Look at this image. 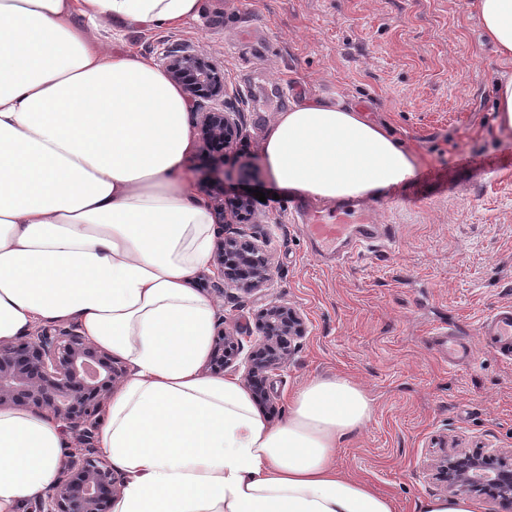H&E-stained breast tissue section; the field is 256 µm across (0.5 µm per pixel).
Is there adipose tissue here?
<instances>
[{
  "label": "adipose tissue",
  "instance_id": "adipose-tissue-1",
  "mask_svg": "<svg viewBox=\"0 0 512 512\" xmlns=\"http://www.w3.org/2000/svg\"><path fill=\"white\" fill-rule=\"evenodd\" d=\"M473 7L512 64V0ZM200 12L201 0H0V343L73 323L127 363L98 431L124 476L112 512H394L335 464L373 412L350 379H309L274 425L245 382L201 371L214 307L191 282L215 229L184 170L189 102L154 59L88 33ZM260 156L274 184L327 203L380 198L419 165L366 112L323 99L276 113ZM67 446L61 423L0 410V512L46 495Z\"/></svg>",
  "mask_w": 512,
  "mask_h": 512
}]
</instances>
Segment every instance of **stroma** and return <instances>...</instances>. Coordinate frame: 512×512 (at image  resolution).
<instances>
[{"label":"stroma","mask_w":512,"mask_h":512,"mask_svg":"<svg viewBox=\"0 0 512 512\" xmlns=\"http://www.w3.org/2000/svg\"><path fill=\"white\" fill-rule=\"evenodd\" d=\"M111 49L162 60L202 54L224 69L243 137L224 158L226 194L258 189L248 236L267 244L271 288L217 291L212 267L194 280L215 327L251 347L257 313L276 301L307 325L288 363L269 378L278 422L288 397L314 376L358 383L373 404L336 465L414 512L442 495L431 464L443 449L512 448V361L477 344L480 324L512 303V135L496 130L493 86L505 68L482 35L471 0H202L198 18L131 28ZM307 98L367 112L414 151L416 177L372 200L387 225L381 247L329 263L296 217L301 196L267 177L259 144L269 119ZM476 346L449 367L431 336Z\"/></svg>","instance_id":"1"}]
</instances>
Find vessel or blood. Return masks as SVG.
Segmentation results:
<instances>
[{"label":"vessel or blood","mask_w":512,"mask_h":512,"mask_svg":"<svg viewBox=\"0 0 512 512\" xmlns=\"http://www.w3.org/2000/svg\"><path fill=\"white\" fill-rule=\"evenodd\" d=\"M302 217L310 236L321 245L332 248L341 258L374 245L383 237L381 225L348 224L340 218L331 221L322 211L313 207L303 208ZM479 333L486 349L512 360V305H500L481 323ZM434 344L452 363L471 361L476 356L470 344L450 335L435 337Z\"/></svg>","instance_id":"obj_1"}]
</instances>
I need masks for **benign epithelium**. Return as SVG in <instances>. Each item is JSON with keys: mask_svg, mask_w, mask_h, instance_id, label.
Returning <instances> with one entry per match:
<instances>
[{"mask_svg": "<svg viewBox=\"0 0 512 512\" xmlns=\"http://www.w3.org/2000/svg\"><path fill=\"white\" fill-rule=\"evenodd\" d=\"M171 79L188 98L224 101V70L203 55L184 50L164 55ZM202 148L208 151L216 226L213 266L222 281L240 292H262L273 281L272 262L264 246L245 238L242 231H224L226 224H252L255 211L249 197L224 199V152L242 134L237 113L213 108L198 122ZM303 315L273 301L258 313L256 339L245 359L244 380L256 403L270 401L269 374L285 366L298 340L305 337ZM243 350L241 338L218 332L209 356V368L221 373ZM123 366L108 352L91 345L75 325L38 329L16 341L0 345V409L23 406L46 415L76 432L84 448L58 471L54 486L31 512H110L121 478L96 457L95 432L104 401L123 379ZM444 492L455 497L485 492L501 502H512V448L444 453L434 462Z\"/></svg>", "mask_w": 512, "mask_h": 512, "instance_id": "benign-epithelium-1", "label": "benign epithelium"}]
</instances>
